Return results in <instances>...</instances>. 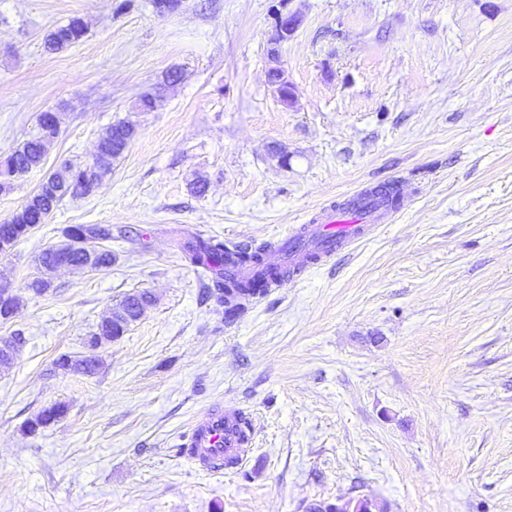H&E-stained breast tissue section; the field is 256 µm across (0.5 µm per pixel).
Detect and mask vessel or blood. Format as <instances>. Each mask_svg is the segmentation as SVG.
<instances>
[{
	"label": "vessel or blood",
	"instance_id": "b4317fda",
	"mask_svg": "<svg viewBox=\"0 0 512 512\" xmlns=\"http://www.w3.org/2000/svg\"><path fill=\"white\" fill-rule=\"evenodd\" d=\"M391 188L384 181L343 195L319 220L294 227L278 249L267 253L266 267L301 274L350 251L376 227L392 221L397 208L386 197ZM240 426L241 414L233 408L209 411L192 422L185 447L198 470L222 471L225 455L239 454L244 446Z\"/></svg>",
	"mask_w": 512,
	"mask_h": 512
}]
</instances>
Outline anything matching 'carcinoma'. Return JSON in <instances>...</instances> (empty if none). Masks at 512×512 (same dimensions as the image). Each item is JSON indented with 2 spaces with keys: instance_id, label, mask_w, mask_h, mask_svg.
<instances>
[{
  "instance_id": "obj_1",
  "label": "carcinoma",
  "mask_w": 512,
  "mask_h": 512,
  "mask_svg": "<svg viewBox=\"0 0 512 512\" xmlns=\"http://www.w3.org/2000/svg\"><path fill=\"white\" fill-rule=\"evenodd\" d=\"M85 35L83 21L75 17L65 26L50 31L44 41L49 51H63L79 42ZM46 113H41L38 119V131L27 139L12 154L0 162V193L12 189V181L18 175L31 170L41 164L47 147L57 137L58 126H50L45 121ZM135 126L126 121H119L111 125L100 138L97 151L99 155L92 164L70 165L51 174L39 189L13 213L0 224L1 234H10L11 240L17 243L29 235L37 226L35 218L44 213L52 215L59 204L66 198L84 197L92 194L99 187L103 175L109 171L112 161L120 157L134 138ZM65 241L56 246V249L43 250L38 257L40 265L46 272L58 268L64 263L74 270H82L87 263L97 270L108 269L115 260L112 251V241L115 238L128 239L126 235L117 237L112 235L110 224H73L62 229ZM179 249L190 258V261L201 267L210 275L212 287L207 289V295L214 297L220 303L237 309L242 301L251 296L256 289V283H241L233 278L224 276V261L237 264L261 262L264 249L250 246H236L227 248L224 242L212 237L203 238L192 235L179 242ZM151 299L146 292L128 294L119 304L117 310L104 319L98 326V331L89 337V342L99 346L105 341L120 338L127 331L131 320L127 319L125 312L135 298ZM25 343V337L17 332L0 346V367L10 366L17 352ZM56 365L70 371L81 372L88 376L95 374L99 368L100 360L95 357L91 360L73 358L62 355L56 360ZM67 412L64 404L56 403L42 411L36 419L29 423L28 431L34 432L55 418L61 419Z\"/></svg>"
}]
</instances>
